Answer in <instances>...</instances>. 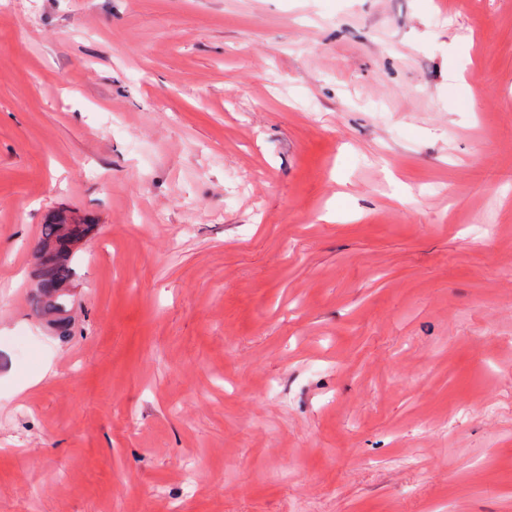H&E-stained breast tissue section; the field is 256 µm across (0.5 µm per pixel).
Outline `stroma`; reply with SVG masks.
Segmentation results:
<instances>
[{
	"instance_id": "stroma-1",
	"label": "stroma",
	"mask_w": 512,
	"mask_h": 512,
	"mask_svg": "<svg viewBox=\"0 0 512 512\" xmlns=\"http://www.w3.org/2000/svg\"><path fill=\"white\" fill-rule=\"evenodd\" d=\"M0 512H512V0H0ZM96 224L75 211H60L47 216L41 234L34 243V306L64 327L75 287L76 262L80 245L89 240Z\"/></svg>"
}]
</instances>
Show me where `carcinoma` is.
<instances>
[{
    "instance_id": "1",
    "label": "carcinoma",
    "mask_w": 512,
    "mask_h": 512,
    "mask_svg": "<svg viewBox=\"0 0 512 512\" xmlns=\"http://www.w3.org/2000/svg\"><path fill=\"white\" fill-rule=\"evenodd\" d=\"M96 225L75 211H60L47 216L34 243V306L64 327L75 287L76 262L80 245L89 240Z\"/></svg>"
}]
</instances>
